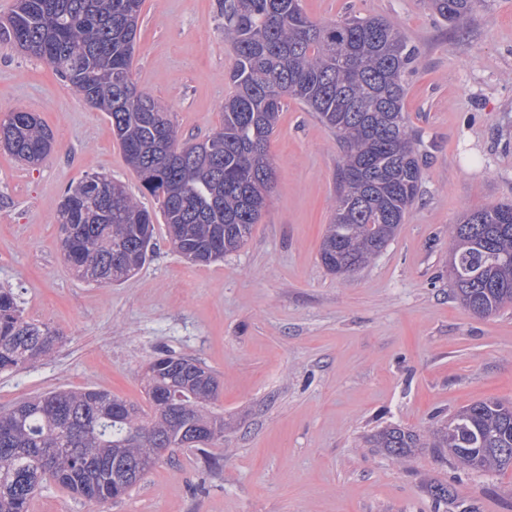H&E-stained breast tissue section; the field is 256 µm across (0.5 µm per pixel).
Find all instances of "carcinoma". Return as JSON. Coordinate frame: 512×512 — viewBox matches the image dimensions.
<instances>
[{
  "instance_id": "cac0c4a2",
  "label": "carcinoma",
  "mask_w": 512,
  "mask_h": 512,
  "mask_svg": "<svg viewBox=\"0 0 512 512\" xmlns=\"http://www.w3.org/2000/svg\"><path fill=\"white\" fill-rule=\"evenodd\" d=\"M484 0H428L442 21L463 28ZM224 38L235 59L227 73L224 123L208 136L222 149L205 162L207 143L182 141L164 106L132 80L143 0H16L0 38L45 60L88 103L106 112L141 187L160 204L173 248L209 264L242 248L272 191L267 146L283 98L312 112L340 143L333 224L320 259L336 275L371 263L395 237L418 199L422 166L404 112L407 77L417 60L400 25L378 17L312 21L302 0H218ZM0 142L35 165L53 149L41 118L14 111L0 121ZM195 156L168 161V148ZM88 176L64 195L57 223L64 262L79 279L114 284L150 258L152 214L127 191L104 214L105 195ZM449 276L468 310L493 315L512 304V205L468 213L452 226ZM59 336L25 319L9 288L0 289V373L17 370L56 348ZM217 376L184 357L162 354L146 372L145 410L85 388L37 396L0 412V512H29L48 481L101 506L128 494L170 448L204 434L205 447L224 437L214 412ZM398 464L418 448L446 452L474 472L512 467V404L473 403L419 434L387 427L371 439Z\"/></svg>"
}]
</instances>
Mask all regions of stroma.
Masks as SVG:
<instances>
[{
	"label": "stroma",
	"mask_w": 512,
	"mask_h": 512,
	"mask_svg": "<svg viewBox=\"0 0 512 512\" xmlns=\"http://www.w3.org/2000/svg\"><path fill=\"white\" fill-rule=\"evenodd\" d=\"M311 20L396 21L418 53L404 109L423 156L418 201L367 267L339 277L319 257L335 208L332 132L285 98L268 151L275 186L246 245L192 265L169 243L106 113L44 60L0 42V120L36 113L54 150L37 166L0 149V287L57 331L47 358L0 374V410L62 389L145 404L159 352L220 382L224 437L176 449L104 512H512V468L476 473L423 448L395 464L369 438L425 432L487 398L512 402V306L479 317L448 281L449 231L472 210L512 205V0H485L456 29L426 0H302ZM137 89L185 139L219 129L235 52L217 0H144ZM121 182L156 215L154 255L125 281L86 283L64 263L57 213L85 177ZM456 493L437 500L434 487ZM29 512H94L47 483Z\"/></svg>",
	"instance_id": "35a3bbf8"
}]
</instances>
